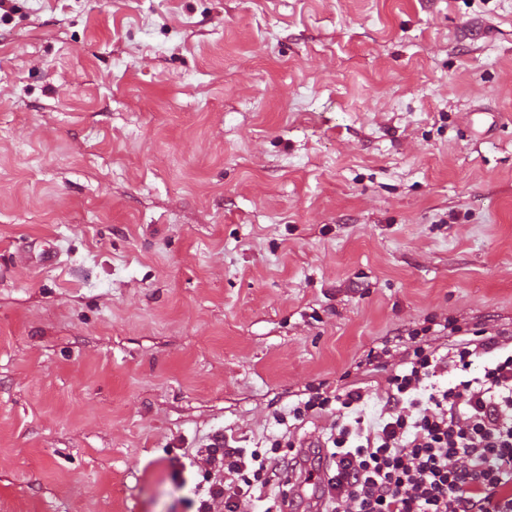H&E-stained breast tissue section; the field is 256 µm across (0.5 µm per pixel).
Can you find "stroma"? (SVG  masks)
Segmentation results:
<instances>
[{
  "mask_svg": "<svg viewBox=\"0 0 512 512\" xmlns=\"http://www.w3.org/2000/svg\"><path fill=\"white\" fill-rule=\"evenodd\" d=\"M8 6L0 512H197L383 337L512 330V0Z\"/></svg>",
  "mask_w": 512,
  "mask_h": 512,
  "instance_id": "1",
  "label": "stroma"
}]
</instances>
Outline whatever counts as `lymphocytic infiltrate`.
<instances>
[{
  "instance_id": "1",
  "label": "lymphocytic infiltrate",
  "mask_w": 512,
  "mask_h": 512,
  "mask_svg": "<svg viewBox=\"0 0 512 512\" xmlns=\"http://www.w3.org/2000/svg\"><path fill=\"white\" fill-rule=\"evenodd\" d=\"M446 350L428 346L429 327L388 336L370 358L402 347L380 408L366 418V395L316 391L288 411L295 423L334 414L320 442L334 464L325 512H512V331L461 334L448 324ZM480 375H472L474 364ZM290 434L266 451L245 452L219 437L208 448L214 477L199 512H225L279 484L298 462Z\"/></svg>"
}]
</instances>
